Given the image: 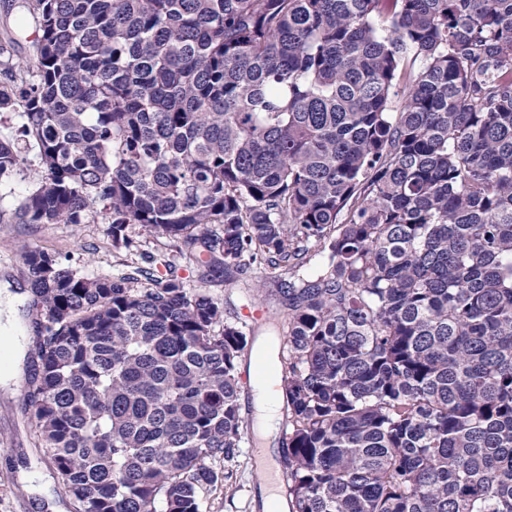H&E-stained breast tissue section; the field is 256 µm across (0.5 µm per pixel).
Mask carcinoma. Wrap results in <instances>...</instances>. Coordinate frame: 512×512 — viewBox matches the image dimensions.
Here are the masks:
<instances>
[{"instance_id":"carcinoma-1","label":"carcinoma","mask_w":512,"mask_h":512,"mask_svg":"<svg viewBox=\"0 0 512 512\" xmlns=\"http://www.w3.org/2000/svg\"><path fill=\"white\" fill-rule=\"evenodd\" d=\"M0 224L102 215L285 315L288 512H512V0H24ZM421 59L414 70L408 54ZM400 111H390L397 92ZM317 272L306 274L311 258ZM27 405L78 512H203L247 334L173 268L23 249Z\"/></svg>"}]
</instances>
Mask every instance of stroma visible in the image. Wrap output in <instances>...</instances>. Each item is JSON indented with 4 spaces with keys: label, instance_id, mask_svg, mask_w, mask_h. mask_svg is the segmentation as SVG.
<instances>
[{
    "label": "stroma",
    "instance_id": "35a3bbf8",
    "mask_svg": "<svg viewBox=\"0 0 512 512\" xmlns=\"http://www.w3.org/2000/svg\"><path fill=\"white\" fill-rule=\"evenodd\" d=\"M133 249L116 247L108 227L85 224H0V368L10 362L12 338H19L25 358L13 378L0 381V512H76L77 504L59 488L51 459L45 454L30 410L25 404L38 365L27 269L21 246L55 255L87 276L112 277L134 264L162 275L174 264L186 287L204 291L232 322L263 324L273 306L268 297L251 298L228 287L223 278H199L198 271L164 239L132 227ZM231 479L210 490L204 512H263L261 489L248 448L231 465Z\"/></svg>",
    "mask_w": 512,
    "mask_h": 512
}]
</instances>
